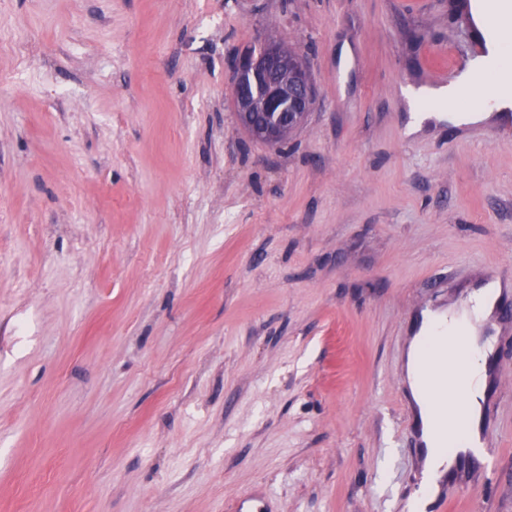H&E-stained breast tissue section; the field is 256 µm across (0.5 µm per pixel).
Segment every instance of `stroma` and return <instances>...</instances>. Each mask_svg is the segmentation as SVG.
I'll list each match as a JSON object with an SVG mask.
<instances>
[{"instance_id":"obj_1","label":"stroma","mask_w":512,"mask_h":512,"mask_svg":"<svg viewBox=\"0 0 512 512\" xmlns=\"http://www.w3.org/2000/svg\"><path fill=\"white\" fill-rule=\"evenodd\" d=\"M453 0H0V512H407L423 310L512 303V136L422 117ZM274 38L315 102L239 125ZM489 457L425 512H512V319ZM235 112L240 126L252 137L270 145L288 140L293 116L305 115L313 97L308 69L287 45L267 41L255 53L241 56L234 64ZM314 98L311 102V106ZM271 116L266 126L257 127L254 113ZM285 139L280 142L284 128Z\"/></svg>"}]
</instances>
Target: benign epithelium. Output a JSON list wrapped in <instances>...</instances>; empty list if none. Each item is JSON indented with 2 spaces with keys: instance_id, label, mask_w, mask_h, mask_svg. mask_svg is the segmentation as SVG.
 Returning <instances> with one entry per match:
<instances>
[{
  "instance_id": "7a95c632",
  "label": "benign epithelium",
  "mask_w": 512,
  "mask_h": 512,
  "mask_svg": "<svg viewBox=\"0 0 512 512\" xmlns=\"http://www.w3.org/2000/svg\"><path fill=\"white\" fill-rule=\"evenodd\" d=\"M234 103L240 126L270 145L280 143L292 117L309 111L308 69L287 45L267 41L234 64Z\"/></svg>"
}]
</instances>
